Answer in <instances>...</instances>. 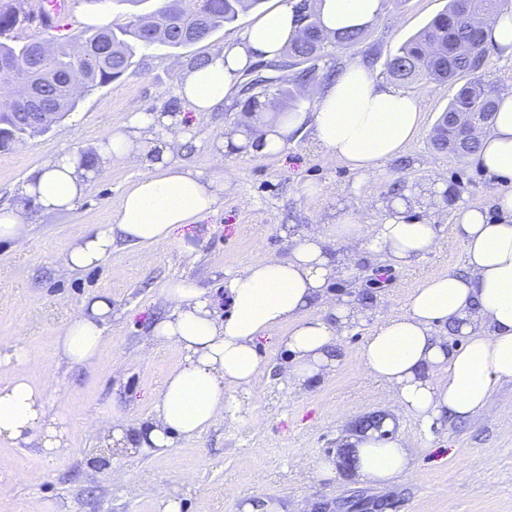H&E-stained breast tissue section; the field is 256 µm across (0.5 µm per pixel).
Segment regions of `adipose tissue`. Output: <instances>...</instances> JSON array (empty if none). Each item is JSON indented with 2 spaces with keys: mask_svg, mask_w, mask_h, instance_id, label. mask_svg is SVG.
Returning <instances> with one entry per match:
<instances>
[{
  "mask_svg": "<svg viewBox=\"0 0 512 512\" xmlns=\"http://www.w3.org/2000/svg\"><path fill=\"white\" fill-rule=\"evenodd\" d=\"M317 9L327 32L364 29L383 16L384 0H319ZM297 31L293 0H284L240 42L192 66L181 99L195 112L220 110L243 71L281 55ZM313 97V112H291L262 125L260 153L280 152L292 132L309 125L330 158L366 175L402 155L420 132V100L375 83L370 66L361 60L314 89ZM162 121L160 113L132 110L128 130L112 134L98 148L100 162L116 159L151 172L127 188L108 229L86 235L63 254L65 268L97 266L119 238L144 245L168 239L176 226L195 223L223 205V168L204 175L173 160L164 144H147ZM479 139L478 166L512 180V94L500 95L494 120ZM86 179L87 164L75 153L58 155L34 170L16 203L0 208V239H21L38 214L74 207ZM407 205L406 199L396 198L392 216L380 224L342 213L333 224L295 237L287 257L252 261L226 281L231 310L221 319L201 288L188 281L171 283L166 290L171 311L154 324L152 343L157 351L177 344L184 361L166 377L150 423L137 440L129 441L119 425L110 443L161 454L176 438L199 436L224 414L239 413L225 390L250 388L257 379V340L262 336L277 334L278 344L291 356L279 376L284 385L301 386L331 370L336 342L354 312L340 306L326 316L314 312L339 274L328 246L362 242L385 252L392 265L412 264L434 251L441 228L406 218ZM453 233L464 245V273L424 280L405 313L376 326L361 353L366 369L393 391L397 411L425 426L480 413L500 385L512 383V190L495 194L492 211L461 209ZM111 313L105 297L82 308L59 337V353L74 365L90 363ZM437 324L459 333L462 344L448 349L433 333ZM45 397L43 388L23 376L0 386V440L35 439L50 455L65 453L66 442L45 418ZM350 442V470L359 479L383 487L408 473L401 442L380 439L373 429Z\"/></svg>",
  "mask_w": 512,
  "mask_h": 512,
  "instance_id": "obj_1",
  "label": "adipose tissue"
}]
</instances>
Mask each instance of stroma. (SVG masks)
Wrapping results in <instances>:
<instances>
[{"instance_id": "obj_1", "label": "stroma", "mask_w": 512, "mask_h": 512, "mask_svg": "<svg viewBox=\"0 0 512 512\" xmlns=\"http://www.w3.org/2000/svg\"><path fill=\"white\" fill-rule=\"evenodd\" d=\"M280 0L240 15L208 39L179 49L139 52L119 79L82 96L74 112L48 131L0 150V207L13 204L30 172L75 151L95 157L97 146L124 129L132 107L172 114L159 132L174 160L202 173L220 167L228 187L224 204L196 224L177 228L148 247L119 240L97 267L71 272L61 254L89 232L107 227L141 167L113 160L94 165L87 188L70 211L45 214L19 240H0V336L28 353L22 363L0 364V385L27 377L46 390L47 417L58 418L67 454L47 456L35 444L0 441V512H156L158 499L177 494L182 512H240L243 500L268 499L288 512H512V383L500 387L491 407L468 419L421 427L394 411L391 391L364 367L361 351L375 325L402 314L409 296L428 277L465 270L464 246L452 226L461 208H491L512 180L484 172L473 157L437 150L431 142L440 113L455 95L451 83L420 81L404 90L422 104V128L397 159L362 177L330 160L312 129L293 134L283 151L265 155L241 149L217 152L247 115L233 93L220 112L184 109L179 87L192 59L239 41ZM448 0H402L386 6L361 43L332 48L336 67L364 59L377 81L384 61L401 43L445 10ZM411 193L407 217L440 225L435 252L405 267L386 266L382 253L337 245L330 258L340 273L327 290L328 304L374 301L348 323L337 343L338 361L301 391L282 387L277 375L288 355L275 338L259 342L260 373L248 392H235L243 411L216 421L199 437L176 439L166 454L120 452L104 447L115 425L147 426L165 377L182 360L177 345L147 355L155 322L170 305L164 290L186 279L202 288L217 316L229 309L224 282L249 261L286 257L293 237L348 210H365L382 223L398 193ZM108 296L112 319L97 358L68 363L56 353L58 336L93 299ZM383 414L408 452L409 478L379 487L340 470L335 461L352 425ZM122 469L136 495L112 479Z\"/></svg>"}]
</instances>
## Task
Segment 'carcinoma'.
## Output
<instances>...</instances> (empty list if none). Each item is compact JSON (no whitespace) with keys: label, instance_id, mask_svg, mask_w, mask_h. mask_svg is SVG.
Wrapping results in <instances>:
<instances>
[{"label":"carcinoma","instance_id":"1","mask_svg":"<svg viewBox=\"0 0 512 512\" xmlns=\"http://www.w3.org/2000/svg\"><path fill=\"white\" fill-rule=\"evenodd\" d=\"M131 7L128 20L116 27H105L92 33L85 31L65 43L51 48L43 57V42L20 40L14 30L27 19L25 12L7 2L0 4V83L7 82L18 89L35 77L39 58H45L46 68L56 75H66L83 92H92L120 78L129 68L137 52L157 47L181 48L189 45L187 32L196 20L183 19L181 25L169 29L167 38L152 37L157 11L141 9L144 0H120ZM190 12L204 17L207 30L215 33L238 20L240 14L257 7L262 0H183ZM315 0H298L294 5L299 13L300 33L285 51L284 59H306L318 64L327 56V44L353 45L359 43L364 31H344L329 36L323 29ZM505 0H448V8L425 27L390 53L384 69L389 77L403 82H456L466 73L481 68L486 48L478 37L485 20L496 14ZM69 85L61 82L51 88L52 111L61 119L77 107L78 99L68 94ZM268 99L279 101L272 117L294 112L300 105L298 93L281 82L267 85ZM498 93L479 78L461 85L448 102L445 112H470L495 116ZM20 104L13 100L0 106V134L12 142L41 132L34 125L18 124ZM464 139V129L448 126V142L435 135L434 145L449 152Z\"/></svg>","mask_w":512,"mask_h":512}]
</instances>
